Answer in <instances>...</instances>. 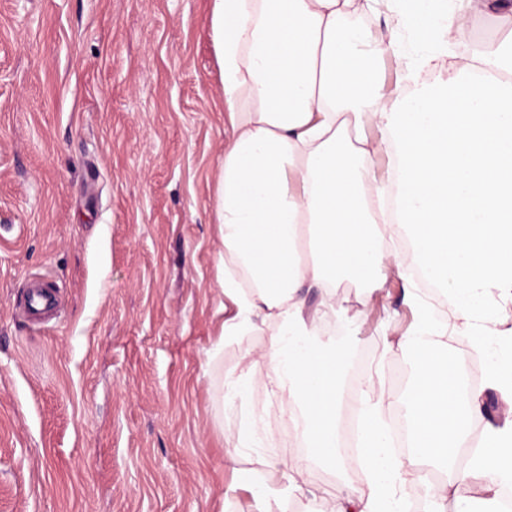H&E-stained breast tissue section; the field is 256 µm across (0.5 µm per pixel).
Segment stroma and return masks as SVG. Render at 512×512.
Listing matches in <instances>:
<instances>
[{
    "mask_svg": "<svg viewBox=\"0 0 512 512\" xmlns=\"http://www.w3.org/2000/svg\"><path fill=\"white\" fill-rule=\"evenodd\" d=\"M210 17L211 0H0V512H250L229 485L258 463L228 450L259 417L266 456L302 441L287 395L241 375L270 328L221 340ZM40 276L61 307L38 324ZM408 286L394 270L374 293L337 281L320 323L359 382L396 398L418 364L401 344ZM362 485L319 464L288 512Z\"/></svg>",
    "mask_w": 512,
    "mask_h": 512,
    "instance_id": "35a3bbf8",
    "label": "stroma"
}]
</instances>
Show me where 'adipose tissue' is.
<instances>
[{
  "label": "adipose tissue",
  "instance_id": "adipose-tissue-1",
  "mask_svg": "<svg viewBox=\"0 0 512 512\" xmlns=\"http://www.w3.org/2000/svg\"><path fill=\"white\" fill-rule=\"evenodd\" d=\"M380 0H213L211 29L224 79V165L217 222L224 239L223 339L277 329L246 374L286 392L303 426L304 455L268 459L283 490L244 475L256 512H279L288 487L327 461L362 471L344 499L316 512H399L408 468L444 471L425 484L430 512L448 489L474 481L494 512H512V32L459 57L446 80L426 70L466 40L496 0H392L388 41H370L350 17ZM407 61L410 89L387 96L372 68L386 55ZM390 159L391 177L371 171ZM409 237L413 262L443 288L446 320L418 294L419 318L405 336L423 363L400 405L410 429L406 461L387 450L384 414L392 397L362 391L356 452L338 453L337 417L345 358L323 341L319 322L335 314L336 280L402 269L386 239ZM318 289L306 314L303 289ZM467 337L501 396L503 422L485 423L480 391L460 399L448 366L449 333Z\"/></svg>",
  "mask_w": 512,
  "mask_h": 512
}]
</instances>
